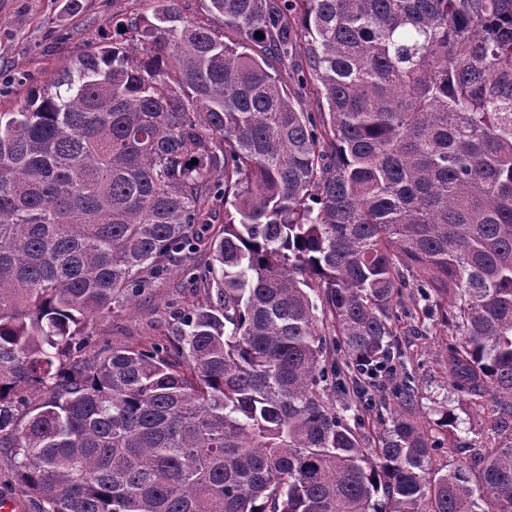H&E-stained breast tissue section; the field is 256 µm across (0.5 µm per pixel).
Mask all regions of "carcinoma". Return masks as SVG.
<instances>
[{"mask_svg":"<svg viewBox=\"0 0 512 512\" xmlns=\"http://www.w3.org/2000/svg\"><path fill=\"white\" fill-rule=\"evenodd\" d=\"M148 2L0 112L18 484L42 512H512V441L440 473L416 422L374 446L328 393L393 359L412 288L452 392L512 433V0ZM199 252L215 297L168 344L89 351Z\"/></svg>","mask_w":512,"mask_h":512,"instance_id":"1","label":"carcinoma"}]
</instances>
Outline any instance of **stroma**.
<instances>
[{"mask_svg":"<svg viewBox=\"0 0 512 512\" xmlns=\"http://www.w3.org/2000/svg\"><path fill=\"white\" fill-rule=\"evenodd\" d=\"M148 11L144 0H0V110L19 106L30 89L47 85L80 53L97 46L108 21H124ZM206 262L204 254H195L190 268L152 279L145 294L115 316L93 319L87 326L93 344L164 342L181 313L206 301L208 293L197 274ZM398 312L395 345L402 359L378 373L367 401L359 406L365 428L379 435L393 415L405 414L439 439L440 448L432 452L433 467L473 464L475 445L500 444L504 438L488 431L468 400L452 393L445 358L448 338L438 332L437 313L426 312L424 301L408 289ZM404 380L414 391L408 402L397 394ZM443 407L457 418L466 447L447 446L448 433L436 424L437 411Z\"/></svg>","mask_w":512,"mask_h":512,"instance_id":"obj_1","label":"stroma"}]
</instances>
